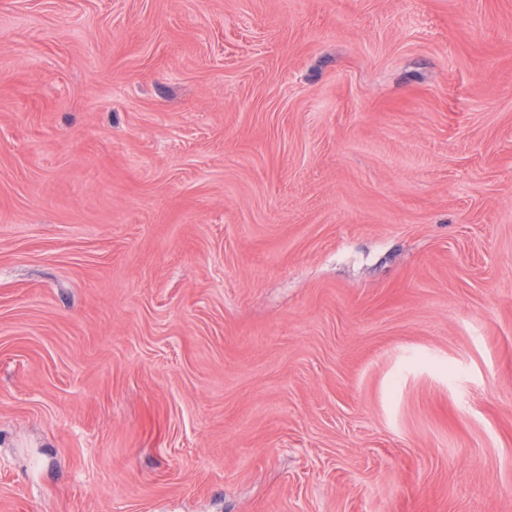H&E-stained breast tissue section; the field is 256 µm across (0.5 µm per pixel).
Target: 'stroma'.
I'll return each mask as SVG.
<instances>
[{
	"mask_svg": "<svg viewBox=\"0 0 512 512\" xmlns=\"http://www.w3.org/2000/svg\"><path fill=\"white\" fill-rule=\"evenodd\" d=\"M0 512H512V0H0Z\"/></svg>",
	"mask_w": 512,
	"mask_h": 512,
	"instance_id": "1",
	"label": "stroma"
}]
</instances>
